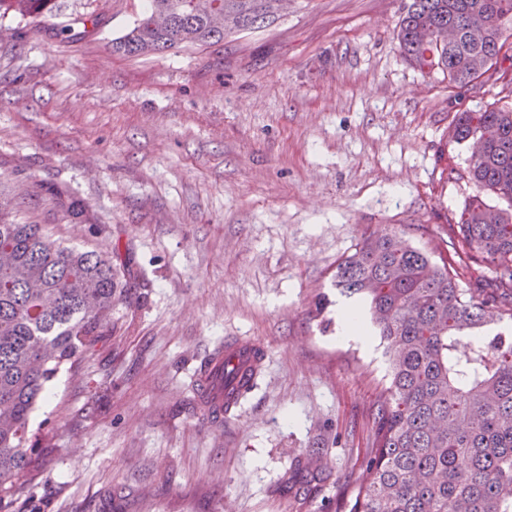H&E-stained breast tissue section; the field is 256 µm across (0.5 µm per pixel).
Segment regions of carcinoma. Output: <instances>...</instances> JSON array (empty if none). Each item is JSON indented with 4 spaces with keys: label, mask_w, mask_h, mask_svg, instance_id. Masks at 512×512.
<instances>
[{
    "label": "carcinoma",
    "mask_w": 512,
    "mask_h": 512,
    "mask_svg": "<svg viewBox=\"0 0 512 512\" xmlns=\"http://www.w3.org/2000/svg\"><path fill=\"white\" fill-rule=\"evenodd\" d=\"M285 0H148L112 52L140 56L223 41L265 28ZM57 0H0L45 24ZM452 26L451 45L424 29ZM421 72L467 85L498 64L512 40V0H411L396 32ZM451 141L471 155L476 194L439 258L392 233L366 235L336 266L341 294L369 302L392 352L375 437L349 512H512V108L457 112ZM494 196L496 205L486 202ZM488 265L496 291L463 282L456 258ZM118 290L112 260L65 247L40 224L0 218V504L20 503L35 477L28 428L45 384L105 332Z\"/></svg>",
    "instance_id": "obj_1"
}]
</instances>
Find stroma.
I'll return each mask as SVG.
<instances>
[{"label": "stroma", "mask_w": 512, "mask_h": 512, "mask_svg": "<svg viewBox=\"0 0 512 512\" xmlns=\"http://www.w3.org/2000/svg\"><path fill=\"white\" fill-rule=\"evenodd\" d=\"M408 2L293 0L266 28L140 57L112 41L146 0H58L50 30L0 17L8 218L123 266L110 329L31 416L45 512H342L388 362L376 328L340 339L336 265L373 232L446 248L475 192L448 124L512 105L496 76L452 88L410 66ZM232 336L268 361L210 428L192 377Z\"/></svg>", "instance_id": "1"}]
</instances>
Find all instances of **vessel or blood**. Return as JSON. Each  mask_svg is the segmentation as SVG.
Listing matches in <instances>:
<instances>
[{"mask_svg": "<svg viewBox=\"0 0 512 512\" xmlns=\"http://www.w3.org/2000/svg\"><path fill=\"white\" fill-rule=\"evenodd\" d=\"M267 358L265 346L251 337L236 336L215 349L207 369L199 371L195 391L208 420L221 422L250 388L252 376Z\"/></svg>", "mask_w": 512, "mask_h": 512, "instance_id": "1", "label": "vessel or blood"}]
</instances>
